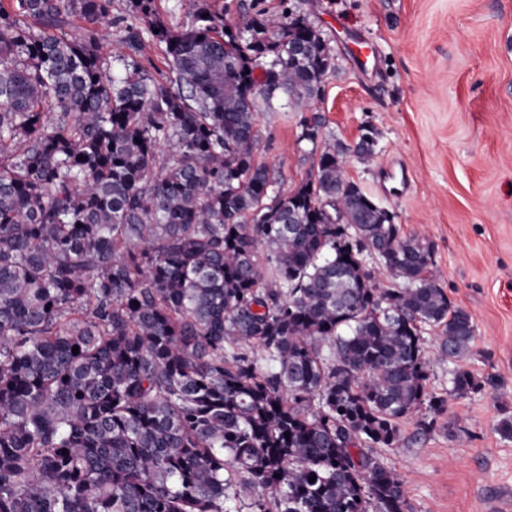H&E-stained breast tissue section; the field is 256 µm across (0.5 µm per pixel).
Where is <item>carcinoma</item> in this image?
<instances>
[{"label": "carcinoma", "mask_w": 512, "mask_h": 512, "mask_svg": "<svg viewBox=\"0 0 512 512\" xmlns=\"http://www.w3.org/2000/svg\"><path fill=\"white\" fill-rule=\"evenodd\" d=\"M127 3L0 0V512H409L373 449L447 406L426 331L450 395L482 390L475 325L346 175L373 131L304 119L317 161L286 193L256 160L257 112L313 111L331 49L286 6L227 33L219 0L181 29ZM107 26L167 72L104 56Z\"/></svg>", "instance_id": "obj_1"}]
</instances>
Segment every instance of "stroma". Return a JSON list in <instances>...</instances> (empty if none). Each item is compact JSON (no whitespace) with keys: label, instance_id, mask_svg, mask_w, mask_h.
<instances>
[{"label":"stroma","instance_id":"obj_1","mask_svg":"<svg viewBox=\"0 0 512 512\" xmlns=\"http://www.w3.org/2000/svg\"><path fill=\"white\" fill-rule=\"evenodd\" d=\"M320 30L336 60L314 108L323 134L354 143L377 133L348 176L404 234L431 243L439 283L473 318L462 363L480 392L449 397L433 429L422 413L376 449L404 483L411 512H512V0H288ZM367 61H359L358 50ZM303 113L259 112V157L280 191L316 158Z\"/></svg>","mask_w":512,"mask_h":512}]
</instances>
